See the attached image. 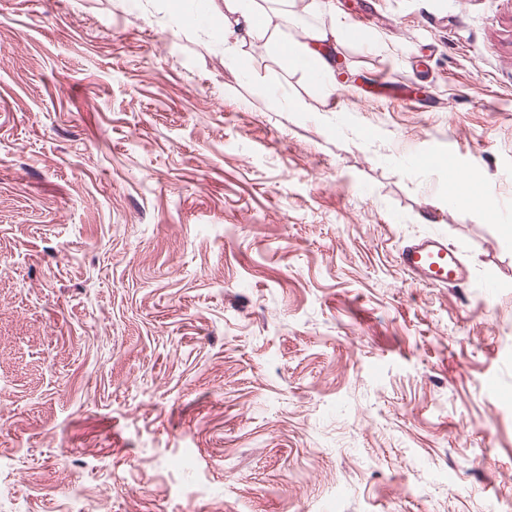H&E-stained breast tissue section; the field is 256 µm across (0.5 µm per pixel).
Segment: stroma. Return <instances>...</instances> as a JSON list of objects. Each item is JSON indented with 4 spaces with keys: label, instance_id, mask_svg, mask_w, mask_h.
Segmentation results:
<instances>
[{
    "label": "stroma",
    "instance_id": "stroma-1",
    "mask_svg": "<svg viewBox=\"0 0 512 512\" xmlns=\"http://www.w3.org/2000/svg\"><path fill=\"white\" fill-rule=\"evenodd\" d=\"M223 9L0 0V512H512V0ZM251 2L252 0H224V41L234 38V44L237 45L266 33L268 19L265 26L256 25L254 18L259 12L253 9ZM344 37L343 29L324 30V29H304L302 40H295L292 45L286 46L288 52L283 51V55L288 59L289 65L300 66L307 71L309 77L325 89L326 97H331L335 92V86L332 81L327 82V78L332 75L333 69L331 61L320 52L311 50L309 44L326 43L333 39L336 41ZM398 263L416 280L434 288H457L467 283V270L437 237L407 242L398 252Z\"/></svg>",
    "mask_w": 512,
    "mask_h": 512
}]
</instances>
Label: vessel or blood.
<instances>
[{
  "label": "vessel or blood",
  "instance_id": "1",
  "mask_svg": "<svg viewBox=\"0 0 512 512\" xmlns=\"http://www.w3.org/2000/svg\"><path fill=\"white\" fill-rule=\"evenodd\" d=\"M398 262L416 280L434 288H457L468 272L447 244L437 237H421L404 244Z\"/></svg>",
  "mask_w": 512,
  "mask_h": 512
}]
</instances>
